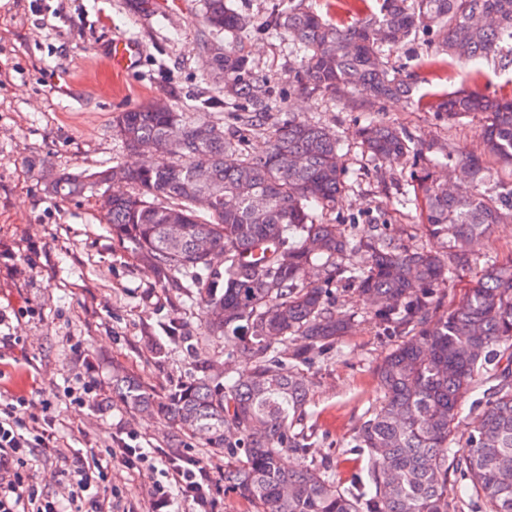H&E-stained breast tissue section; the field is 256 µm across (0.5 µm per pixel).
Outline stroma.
Here are the masks:
<instances>
[{"label":"stroma","mask_w":512,"mask_h":512,"mask_svg":"<svg viewBox=\"0 0 512 512\" xmlns=\"http://www.w3.org/2000/svg\"><path fill=\"white\" fill-rule=\"evenodd\" d=\"M277 3L234 0L251 21L241 43L252 73L271 90L267 128L292 115L335 131L348 184L336 206L337 222L361 230L399 226L405 241L439 250L418 207L397 203L412 186L415 166H378L362 149L358 130L371 119L392 124L404 128L425 157L461 158L477 149L488 115L451 121L421 103V95L462 90L508 96L512 68L490 61L429 65L434 49L422 36L388 56L414 85L415 98L368 105L350 93L310 95L294 79L299 58L292 42L264 25ZM202 11L203 0H181L170 12L165 0H149L142 9L135 0H0V308L11 313L10 332L18 338L16 349L0 360V401L24 395L38 402V415L54 422L56 433L75 448L108 447L119 428L166 447L171 421L124 406L112 390L113 375L133 376L162 394L200 362L242 363L225 356L222 340L206 339L185 297L164 288L129 243L113 238L98 194L64 197L51 190L61 176L138 165L141 155L114 135L112 120L157 96L239 136L243 151L264 148L263 134L241 121L247 106L219 92L207 74ZM121 36L136 38L141 54L132 74L114 77L106 56L112 39ZM60 69L69 75L67 85L54 80ZM490 255L512 256V222L493 227L472 265L449 282L446 304L459 300ZM340 300L355 314L353 327L340 341V354L307 372L314 446L306 456L287 455L285 463L333 459L336 480L345 486L366 467L364 458L342 449L380 401L374 367L388 347L353 294ZM174 322L185 340L161 353ZM84 380L95 381L97 403L71 405L67 386ZM185 445L214 472L218 512H257L222 485L225 468L242 465L243 457L213 455L191 439Z\"/></svg>","instance_id":"stroma-1"}]
</instances>
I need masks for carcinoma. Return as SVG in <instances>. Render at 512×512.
I'll list each match as a JSON object with an SVG mask.
<instances>
[{
	"label": "carcinoma",
	"instance_id": "cac0c4a2",
	"mask_svg": "<svg viewBox=\"0 0 512 512\" xmlns=\"http://www.w3.org/2000/svg\"><path fill=\"white\" fill-rule=\"evenodd\" d=\"M230 0H204L203 22L214 34L240 35L247 21ZM369 0L348 24L337 25L293 4L267 20L302 52L298 87L334 96L352 90L366 104L412 95L389 69L388 52L418 33L457 62L499 58L512 64V0ZM231 95L252 106L246 124L261 126L270 90L248 68L241 46L206 59ZM448 119L488 112L481 149L458 161L472 181L490 178L489 163L512 166V97L462 91L432 95ZM113 131L125 148L138 142L177 145V159L151 157L140 167L115 165L53 182L59 194H79L116 182L132 192L101 202L112 235L129 242L160 282L191 301L206 335L224 352L248 358L237 375L209 363L157 396L141 382L116 376L131 408L170 418L174 454L199 439L214 454H243L224 470V486L259 512H451L450 477L469 481L486 512H512V258L489 260L483 274L452 307L441 289L475 259L493 225L512 221V186L461 197L432 177L440 164L411 147L401 128L370 123L360 143L381 166L414 157L420 166L414 204L422 205L436 253L402 241L387 225L357 233L319 219L345 191L339 141L325 127L294 116L273 129L264 149L245 153L224 129L153 103L121 112ZM250 194L240 193L243 187ZM213 197L208 207L198 195ZM181 224L178 236L171 224ZM224 256V270L211 264ZM364 256V264L353 257ZM356 293L383 335L400 338L376 365L381 397L353 437L366 457V477L348 488L326 460L293 470L285 453L305 455L313 432L304 368L332 357L351 316L338 291ZM495 381L474 401L476 425L460 434V406L484 375Z\"/></svg>",
	"mask_w": 512,
	"mask_h": 512
}]
</instances>
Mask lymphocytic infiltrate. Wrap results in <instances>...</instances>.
Wrapping results in <instances>:
<instances>
[{
  "mask_svg": "<svg viewBox=\"0 0 512 512\" xmlns=\"http://www.w3.org/2000/svg\"><path fill=\"white\" fill-rule=\"evenodd\" d=\"M113 448H64L53 430L43 426L31 410L29 399L19 397L0 404V512H63L34 483L29 462L37 456L56 459L60 475L69 484V499L77 512H135L128 496L106 492L107 473L101 464L109 457L126 469L150 478L155 508L178 502L193 506L194 512H211L215 477L203 459L185 453L168 454L115 436Z\"/></svg>",
  "mask_w": 512,
  "mask_h": 512,
  "instance_id": "lymphocytic-infiltrate-1",
  "label": "lymphocytic infiltrate"
}]
</instances>
